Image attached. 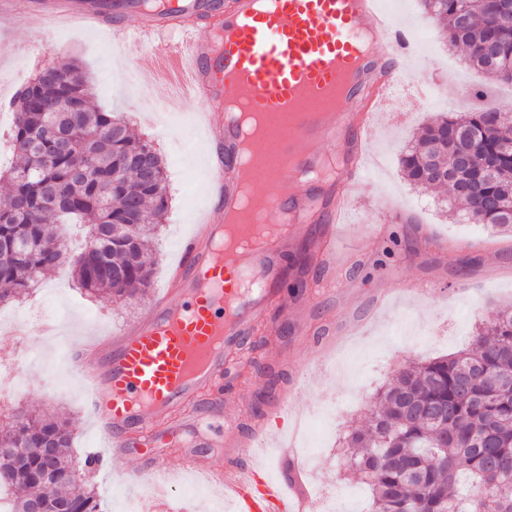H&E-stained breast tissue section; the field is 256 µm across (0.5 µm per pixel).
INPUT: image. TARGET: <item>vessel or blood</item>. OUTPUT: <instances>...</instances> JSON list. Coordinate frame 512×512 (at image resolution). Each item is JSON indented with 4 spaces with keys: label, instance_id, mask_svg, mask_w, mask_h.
Listing matches in <instances>:
<instances>
[{
    "label": "vessel or blood",
    "instance_id": "b4317fda",
    "mask_svg": "<svg viewBox=\"0 0 512 512\" xmlns=\"http://www.w3.org/2000/svg\"><path fill=\"white\" fill-rule=\"evenodd\" d=\"M0 18L35 32L79 21L111 28L122 42L146 39L155 61L174 63L185 96L208 104L207 111L192 115L202 133L206 204L194 211L150 311L118 334L66 347L80 368L99 458L123 463L131 436H138L150 449L139 462L140 479L158 490L157 512H175L157 440L193 429L204 446L216 447L212 432L224 422L229 358L288 308L289 242L253 251L248 273L261 286L254 299L245 296V272L216 260L211 249L236 180L235 167L225 164L236 132L224 121L222 103L234 97L252 112L282 119L279 136L288 143L278 170L283 188L269 195L268 208L288 211L294 229L313 228L312 254L323 275L311 286L330 287L337 226L352 206L358 170L372 148V115L387 110V93L399 73L419 65L413 33L380 0H276L266 10L250 0H171L161 12L143 10L137 0H114L108 15L79 0H0ZM365 29L372 33L368 44L359 38ZM210 32L221 37L215 53L206 38ZM329 147L344 156L339 174L285 190L290 168L321 166ZM62 333V324L49 320L25 343L34 353L42 337ZM239 457L228 453L225 467L209 473L236 512H305L312 492L302 475L284 484L261 469L241 467Z\"/></svg>",
    "mask_w": 512,
    "mask_h": 512
}]
</instances>
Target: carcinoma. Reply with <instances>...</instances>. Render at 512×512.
Returning a JSON list of instances; mask_svg holds the SVG:
<instances>
[{
  "label": "carcinoma",
  "mask_w": 512,
  "mask_h": 512,
  "mask_svg": "<svg viewBox=\"0 0 512 512\" xmlns=\"http://www.w3.org/2000/svg\"><path fill=\"white\" fill-rule=\"evenodd\" d=\"M449 46L498 81L512 73V0H421ZM73 60L36 71L15 95L0 198V304L28 295L49 273L69 271L74 285L101 301L129 299L150 287L156 240L169 209L168 177L153 141L93 102ZM77 101L68 146L38 130L60 121L54 107ZM473 151L485 168L467 167ZM414 187L448 193L464 218L512 235V115L483 108L441 114L401 158ZM62 414L17 410L0 428V501L9 512H100L97 492L79 482L98 460H77ZM448 447H440V442ZM344 445L349 467L372 495L373 512H512V304L483 319L469 346L451 356L409 361L373 396L367 422ZM51 449L50 466L31 453Z\"/></svg>",
  "instance_id": "carcinoma-1"
}]
</instances>
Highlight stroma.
Listing matches in <instances>:
<instances>
[{
    "mask_svg": "<svg viewBox=\"0 0 512 512\" xmlns=\"http://www.w3.org/2000/svg\"><path fill=\"white\" fill-rule=\"evenodd\" d=\"M383 7L418 31V55L426 66L413 77L435 79L439 91L405 102L404 123L391 121L385 112L377 115L374 156L354 200L351 222L338 231L336 251L349 254L355 241L371 236L383 224H394L396 237L355 256L334 293L296 297L277 325L267 330L262 350L268 355V368L234 379L232 397L224 404L221 434L227 444L247 442L241 424L268 396L269 373L278 374L283 387L293 382L296 365L309 364L305 387L296 398L313 416L337 408L338 430L343 433L365 421L371 396L406 361L457 351L494 306L512 301V236L482 224L457 222L442 203L440 190L411 186L398 164L413 135L439 114L487 106L512 112V86L483 76L468 65L463 51L448 47L421 0H385ZM72 58L89 73L95 103L118 113L133 128H145L165 160L172 202L151 284L153 291L159 290L194 209L204 201L205 176L191 165L198 140L189 120L201 105L188 98L182 113L158 112L152 123H144L135 103L149 89V49L115 45L108 31L78 24L48 29L34 40L23 28L1 20L0 105L8 104L41 65ZM478 88L484 89V96H475ZM58 300L78 315L76 330L82 335L101 323L98 314H105L102 322L116 331L141 317L152 302L146 295L129 303H92L81 298L59 271L51 273L46 288L31 298L33 317L51 312ZM80 402L75 370L53 374L46 368L36 370L28 388L8 400L12 407L20 404L72 415L74 453L82 456L95 452L97 441L79 411ZM337 446V438H330L323 455L307 464V477L316 489L343 490V498L336 502L339 512H367L369 492L356 473L347 470ZM140 452L139 441H132L123 464L91 471L101 512H119L129 491L138 489Z\"/></svg>",
    "mask_w": 512,
    "mask_h": 512,
    "instance_id": "stroma-1",
    "label": "stroma"
}]
</instances>
